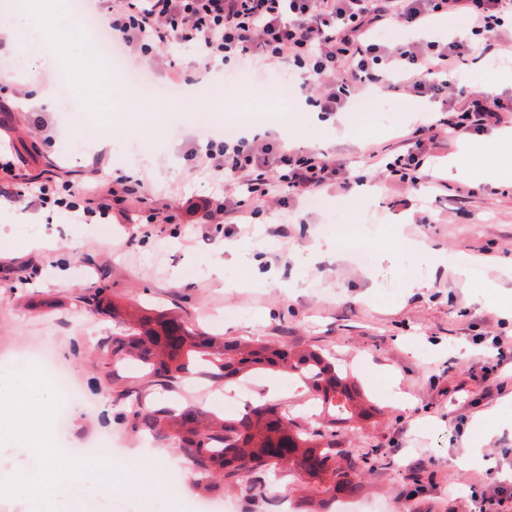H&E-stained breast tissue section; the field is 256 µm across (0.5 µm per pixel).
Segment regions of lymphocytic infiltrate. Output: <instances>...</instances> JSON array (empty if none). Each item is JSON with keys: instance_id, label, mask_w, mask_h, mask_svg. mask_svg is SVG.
I'll list each match as a JSON object with an SVG mask.
<instances>
[{"instance_id": "obj_1", "label": "lymphocytic infiltrate", "mask_w": 512, "mask_h": 512, "mask_svg": "<svg viewBox=\"0 0 512 512\" xmlns=\"http://www.w3.org/2000/svg\"><path fill=\"white\" fill-rule=\"evenodd\" d=\"M83 2L99 16V31L116 51L133 57L152 45L166 47L169 54L158 66L174 89L189 85L171 58L172 52L185 50L199 58L209 76H221V62L231 58L291 74L306 104L325 116L348 111L355 95L374 90L438 103L439 118L411 125L401 153L391 157L377 147L368 149L373 168L399 187L435 185L429 163L442 146L512 119L511 94L477 92L463 99L456 91L467 53L496 61L512 46V0ZM445 13L463 14L475 43L417 38V31ZM392 25L413 32L414 40L383 43L380 33ZM192 154L196 171L210 182L240 190L216 210L208 199L186 200L184 214L208 223L241 216L275 187L286 189L289 200L297 203L320 190L349 186L336 158L266 134L211 139Z\"/></svg>"}]
</instances>
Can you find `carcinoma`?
<instances>
[{
  "mask_svg": "<svg viewBox=\"0 0 512 512\" xmlns=\"http://www.w3.org/2000/svg\"><path fill=\"white\" fill-rule=\"evenodd\" d=\"M76 301L125 323V331L106 342L103 369L109 385L112 363L133 359L148 377L168 387L195 376L201 367L217 382L237 380L259 369H278L298 376L314 393L327 423L322 430L301 427L270 403L232 420L199 406L175 412L139 405L131 411L134 430L170 441L190 459L201 492L212 494L235 485L247 472L287 465L301 477H328L334 480L333 488L357 493L358 485L348 479V472L368 463V454L337 447L333 427L369 418L374 404L348 374L336 368V362L316 350L226 340L193 328L175 312L123 307L106 288L81 291ZM338 458L346 467L336 466Z\"/></svg>",
  "mask_w": 512,
  "mask_h": 512,
  "instance_id": "carcinoma-1",
  "label": "carcinoma"
}]
</instances>
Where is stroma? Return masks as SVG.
I'll return each mask as SVG.
<instances>
[{
  "instance_id": "obj_1",
  "label": "stroma",
  "mask_w": 512,
  "mask_h": 512,
  "mask_svg": "<svg viewBox=\"0 0 512 512\" xmlns=\"http://www.w3.org/2000/svg\"><path fill=\"white\" fill-rule=\"evenodd\" d=\"M63 32L47 58L25 43L0 52V72L15 75L0 83V154L7 158L0 164V394L23 401L0 411V428L12 430L22 414L39 423L32 438L0 441V512H79L85 502L101 503L104 512H198L194 485L164 494L162 481L191 464L169 442L132 430L125 414L138 405H199L239 418L244 406L269 401L305 427L321 423L308 390L285 372L255 371L245 397L236 383L201 377L164 387L125 363L113 365L116 383L107 385L103 346L122 325L75 300L79 290L97 287L119 303L174 311L230 340L332 354L377 407L366 421L336 426L343 447L384 455V465L355 478L365 503L385 504L387 512H478L481 497L512 491V354L498 361L496 348L512 340V312L488 303L481 290L492 283L512 292V179L449 177L448 159L460 149L454 143L433 163L440 190L386 188L365 147L400 153L403 127L434 103L375 92L376 112L351 127H324L305 121V102L293 92L287 110L272 116V134L336 156L349 180L364 179L367 199L330 189L297 210L261 202L248 224H190L181 211L187 198L224 203L221 187L191 174L190 149L222 136L228 124L245 133L238 104L251 89L237 82L243 64H226L205 97L186 94L212 105L207 119L190 113L173 124L167 107L118 81L112 95L121 111L111 124L84 128L79 113L26 107L31 85L54 88L75 40L92 38L86 28ZM23 57L29 66L16 71ZM504 69L474 61L464 92L512 94ZM125 174L132 184L123 192L116 184ZM67 185L80 207L108 205L107 223L74 224L66 211L35 205L39 189L58 197ZM430 214L434 223H422ZM414 276L429 288H409ZM35 339L53 344L85 397L100 404L93 416L75 414L64 441L53 425L60 394L47 369L23 352ZM392 387L410 409L390 405ZM102 433L112 437L111 461L88 457L62 487L47 477L23 484L45 451L59 454ZM476 440L479 460L458 466L457 456ZM257 483L265 496L255 495ZM308 498L337 512L344 495L280 469L211 496L224 512H304Z\"/></svg>"
}]
</instances>
